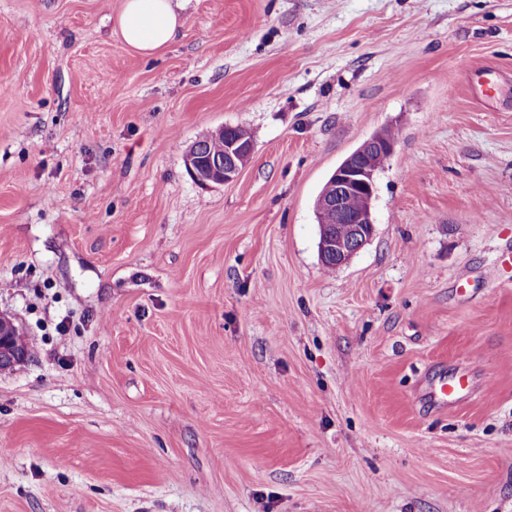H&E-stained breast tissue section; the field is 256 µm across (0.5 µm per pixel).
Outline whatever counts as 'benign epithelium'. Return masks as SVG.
I'll return each instance as SVG.
<instances>
[{"mask_svg": "<svg viewBox=\"0 0 512 512\" xmlns=\"http://www.w3.org/2000/svg\"><path fill=\"white\" fill-rule=\"evenodd\" d=\"M395 141L376 133L354 150L332 173L333 193H321L315 201V211L336 217L335 227L319 225V256L322 263L336 269L346 265L373 238L375 227L372 203L376 192L375 176L380 165L394 151ZM254 143L233 134L224 140L223 153L202 164L198 146L193 144L184 155V164L192 178L203 186L223 185L234 181L251 160ZM354 197L358 206L347 208ZM27 347V342L15 320L0 314V369Z\"/></svg>", "mask_w": 512, "mask_h": 512, "instance_id": "1", "label": "benign epithelium"}]
</instances>
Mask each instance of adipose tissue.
Here are the masks:
<instances>
[{
    "label": "adipose tissue",
    "mask_w": 512,
    "mask_h": 512,
    "mask_svg": "<svg viewBox=\"0 0 512 512\" xmlns=\"http://www.w3.org/2000/svg\"><path fill=\"white\" fill-rule=\"evenodd\" d=\"M114 24L133 52L150 56L175 39L184 20L173 0H124Z\"/></svg>",
    "instance_id": "ef3b65f1"
}]
</instances>
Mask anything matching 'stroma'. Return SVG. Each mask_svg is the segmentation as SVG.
<instances>
[{"instance_id":"1","label":"stroma","mask_w":512,"mask_h":512,"mask_svg":"<svg viewBox=\"0 0 512 512\" xmlns=\"http://www.w3.org/2000/svg\"><path fill=\"white\" fill-rule=\"evenodd\" d=\"M122 4L0 0V311L35 346L0 512H512V0H181L152 57ZM222 126L253 158L199 185ZM387 128L327 268L315 200ZM382 133L364 141L335 169L330 179L336 191L327 181L322 191L335 192L320 193L315 201L318 215L331 213L337 220L336 224H319V256L322 264L330 262L333 269L346 265L373 238L375 176L380 165L392 155L393 140L398 137V132L392 129H385ZM347 200L352 210L347 208ZM357 201L358 206L353 210ZM330 219L332 216L322 215L318 223ZM330 225H335L336 230H332ZM224 140L223 131L217 136H202L198 143L192 144L184 155V164L192 178L203 186L212 184L224 185L234 181L244 166L251 160L254 152L252 139L239 138L233 134L224 140L223 154L211 156L209 162L203 165L199 154L209 157L220 148ZM466 382L463 376H454L451 379H440L433 386L430 393L431 401L440 407L448 406L458 395L465 390Z\"/></svg>"}]
</instances>
